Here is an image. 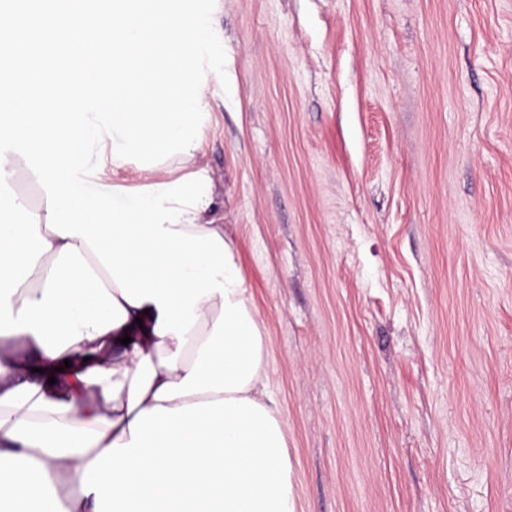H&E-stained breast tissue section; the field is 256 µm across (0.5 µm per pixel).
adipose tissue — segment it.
<instances>
[{
    "label": "adipose tissue",
    "mask_w": 512,
    "mask_h": 512,
    "mask_svg": "<svg viewBox=\"0 0 512 512\" xmlns=\"http://www.w3.org/2000/svg\"><path fill=\"white\" fill-rule=\"evenodd\" d=\"M40 234L51 248L11 296L13 309L41 299L67 244L120 297L81 238ZM223 299L198 301L183 345L156 334L151 301L126 305L124 324L106 333L84 329L55 358L31 333L1 335L0 512H294L283 422L262 374L239 392L155 397L190 373ZM171 355L175 368L161 366Z\"/></svg>",
    "instance_id": "1"
}]
</instances>
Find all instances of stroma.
Returning <instances> with one entry per match:
<instances>
[{"label":"stroma","instance_id":"1","mask_svg":"<svg viewBox=\"0 0 512 512\" xmlns=\"http://www.w3.org/2000/svg\"><path fill=\"white\" fill-rule=\"evenodd\" d=\"M195 164L295 512H512V0H215Z\"/></svg>","mask_w":512,"mask_h":512}]
</instances>
